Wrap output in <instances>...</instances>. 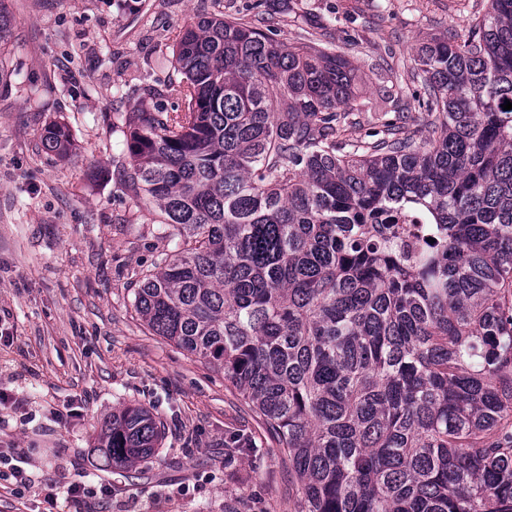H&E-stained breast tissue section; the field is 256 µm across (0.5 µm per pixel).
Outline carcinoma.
Instances as JSON below:
<instances>
[{"mask_svg":"<svg viewBox=\"0 0 512 512\" xmlns=\"http://www.w3.org/2000/svg\"><path fill=\"white\" fill-rule=\"evenodd\" d=\"M487 4L418 49L424 139L343 138L350 61L243 17L186 28L183 106L129 123L136 197L176 240L135 311L258 410L294 512H512V0ZM43 146L67 155L68 127ZM396 207L434 242L396 248ZM161 441L124 405L97 448L130 471Z\"/></svg>","mask_w":512,"mask_h":512,"instance_id":"obj_1","label":"carcinoma"}]
</instances>
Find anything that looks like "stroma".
<instances>
[{
  "mask_svg": "<svg viewBox=\"0 0 512 512\" xmlns=\"http://www.w3.org/2000/svg\"><path fill=\"white\" fill-rule=\"evenodd\" d=\"M0 51V452L25 457V498L0 512H294L295 479L277 438L223 376L153 335L133 291L174 247L158 210L136 198L125 137L135 106L176 107L175 46L198 16L264 19L280 40L344 52L362 108L354 140L400 120L424 138L412 97L415 49L467 38L486 0H5ZM66 125L68 156L44 129ZM125 403L164 426L157 454L131 473L90 463L102 420ZM86 475L110 498H63Z\"/></svg>",
  "mask_w": 512,
  "mask_h": 512,
  "instance_id": "35a3bbf8",
  "label": "stroma"
}]
</instances>
